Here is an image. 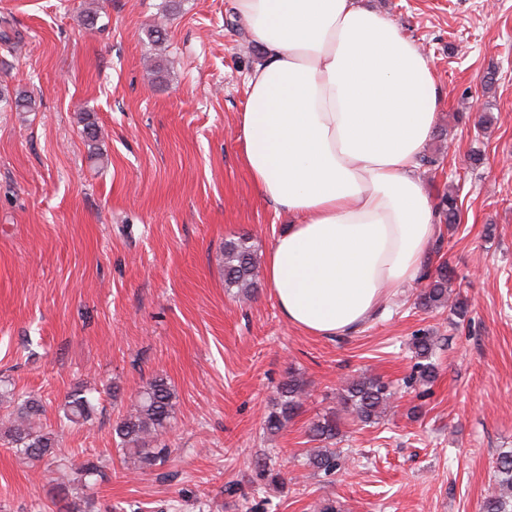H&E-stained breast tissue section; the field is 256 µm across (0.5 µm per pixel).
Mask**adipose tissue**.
<instances>
[{
    "mask_svg": "<svg viewBox=\"0 0 512 512\" xmlns=\"http://www.w3.org/2000/svg\"><path fill=\"white\" fill-rule=\"evenodd\" d=\"M264 58L242 156L291 222L263 275L293 326L341 336L417 283L439 227L418 160L443 100L422 48L360 0H233Z\"/></svg>",
    "mask_w": 512,
    "mask_h": 512,
    "instance_id": "adipose-tissue-1",
    "label": "adipose tissue"
}]
</instances>
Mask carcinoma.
<instances>
[{"instance_id":"carcinoma-1","label":"carcinoma","mask_w":512,"mask_h":512,"mask_svg":"<svg viewBox=\"0 0 512 512\" xmlns=\"http://www.w3.org/2000/svg\"><path fill=\"white\" fill-rule=\"evenodd\" d=\"M29 104L31 98L25 94L18 92L11 97L0 93V105L5 107L20 111ZM440 209L446 223H456L459 212L456 192L442 196ZM454 280L455 272L445 261L433 270H426L418 282L415 308L424 311L447 308L457 322L465 321L469 313L468 299L460 294L451 297ZM224 286L237 289L236 295L243 298L250 297L257 287V259L247 236L224 241ZM412 347L416 362L406 384L409 387L415 384L427 386L437 375L435 342L432 337L418 332L413 336ZM308 394L309 384L303 374L294 368L288 369L277 386V401L264 417L265 433L274 437L284 430L299 415ZM395 394L392 382L372 373L366 372L345 384L336 392L338 409L324 413L309 425L308 439L318 446L306 450V464L326 477L336 473L345 457L330 444L340 437L341 425L347 419L365 426L378 423L391 407ZM94 411L91 393L76 387L60 405L59 419L63 424L84 423L91 419ZM0 412L10 423L6 437L16 455L35 466L53 453L56 439L43 427L44 409L40 400L30 396L20 398L8 389H1ZM174 417V389L166 377L155 374L141 387L136 402L127 413L113 425L117 448L139 469L164 463L169 448L159 442V437ZM81 471L93 485L107 479L106 465L99 459L85 460ZM280 480V473L267 459L255 462L257 484ZM482 512H512V450L500 453L496 459L494 481L484 498Z\"/></svg>"}]
</instances>
